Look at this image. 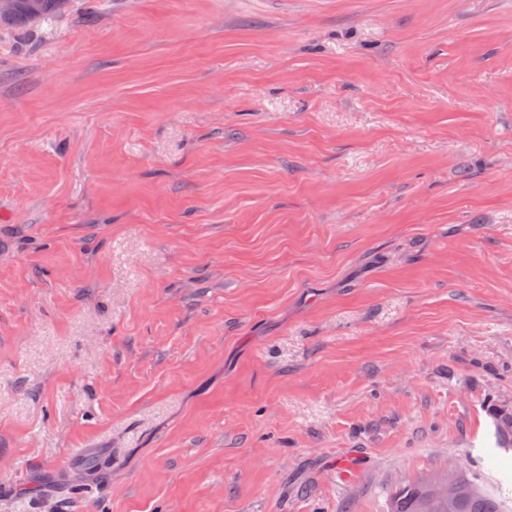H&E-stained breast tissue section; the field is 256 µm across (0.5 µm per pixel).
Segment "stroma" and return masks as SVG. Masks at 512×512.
Here are the masks:
<instances>
[{
    "label": "stroma",
    "instance_id": "obj_1",
    "mask_svg": "<svg viewBox=\"0 0 512 512\" xmlns=\"http://www.w3.org/2000/svg\"><path fill=\"white\" fill-rule=\"evenodd\" d=\"M96 5L0 31V512L512 491V0Z\"/></svg>",
    "mask_w": 512,
    "mask_h": 512
}]
</instances>
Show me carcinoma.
Instances as JSON below:
<instances>
[{"mask_svg":"<svg viewBox=\"0 0 512 512\" xmlns=\"http://www.w3.org/2000/svg\"><path fill=\"white\" fill-rule=\"evenodd\" d=\"M32 2L39 4L42 22L62 16L70 8V0H18L13 13L0 16V29L20 31L34 27L29 10ZM460 480L464 494L453 503L429 496L423 479L397 491L390 499L389 512H512L506 506L508 497L501 486H480L463 474Z\"/></svg>","mask_w":512,"mask_h":512,"instance_id":"carcinoma-1","label":"carcinoma"}]
</instances>
